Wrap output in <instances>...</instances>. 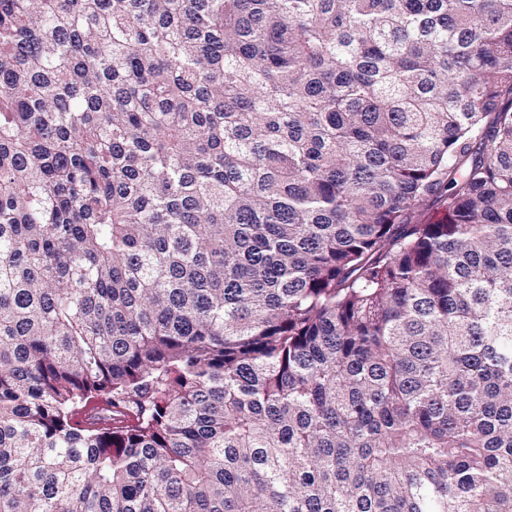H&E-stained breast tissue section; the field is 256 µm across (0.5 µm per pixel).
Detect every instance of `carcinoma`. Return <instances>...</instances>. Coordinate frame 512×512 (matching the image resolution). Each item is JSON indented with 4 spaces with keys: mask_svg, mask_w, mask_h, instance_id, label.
Returning <instances> with one entry per match:
<instances>
[{
    "mask_svg": "<svg viewBox=\"0 0 512 512\" xmlns=\"http://www.w3.org/2000/svg\"><path fill=\"white\" fill-rule=\"evenodd\" d=\"M0 512H512V0H0Z\"/></svg>",
    "mask_w": 512,
    "mask_h": 512,
    "instance_id": "carcinoma-1",
    "label": "carcinoma"
}]
</instances>
